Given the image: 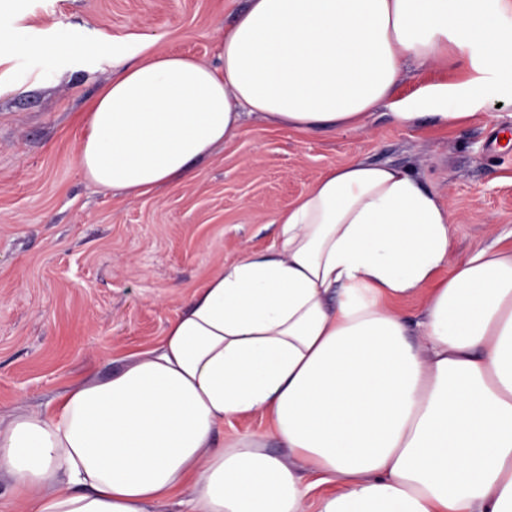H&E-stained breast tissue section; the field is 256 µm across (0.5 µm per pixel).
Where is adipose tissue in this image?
Masks as SVG:
<instances>
[{
  "label": "adipose tissue",
  "instance_id": "ef3b65f1",
  "mask_svg": "<svg viewBox=\"0 0 512 512\" xmlns=\"http://www.w3.org/2000/svg\"><path fill=\"white\" fill-rule=\"evenodd\" d=\"M11 28L45 72L55 40ZM112 79L81 118L86 177L131 196L187 180L244 114L306 133L512 104V0H248L218 64L101 36ZM458 83L400 99L407 62ZM278 244L219 268L162 339L45 407L0 414V474L23 512H512V249L451 259L453 211L407 169L356 160L276 215ZM422 297L418 316L400 308ZM266 417L287 448L225 447ZM268 423L264 418L259 416L249 420H241L230 417L225 418L224 428L216 434L215 440L218 443L229 445L235 442H247L251 438L266 433Z\"/></svg>",
  "mask_w": 512,
  "mask_h": 512
}]
</instances>
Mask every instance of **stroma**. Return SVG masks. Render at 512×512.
Here are the masks:
<instances>
[{"instance_id":"obj_1","label":"stroma","mask_w":512,"mask_h":512,"mask_svg":"<svg viewBox=\"0 0 512 512\" xmlns=\"http://www.w3.org/2000/svg\"><path fill=\"white\" fill-rule=\"evenodd\" d=\"M246 0H0L33 41L86 45L46 79L6 52L0 30V412L36 408L71 383L109 375L161 337L207 276L277 241V212L333 166L389 161L451 201L454 258L512 246V106L487 100L442 130L377 111L366 130L300 134L249 116L195 176L133 197L92 183L77 161L81 116L111 76L98 32L217 64V44ZM230 417L216 441L265 435Z\"/></svg>"}]
</instances>
